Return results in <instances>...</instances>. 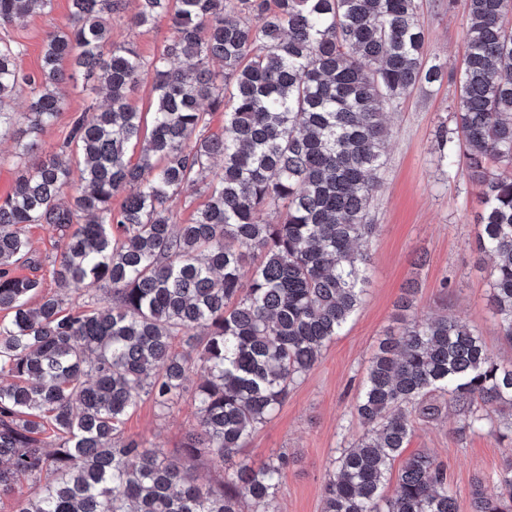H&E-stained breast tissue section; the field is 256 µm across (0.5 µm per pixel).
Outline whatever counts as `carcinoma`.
Wrapping results in <instances>:
<instances>
[{
  "label": "carcinoma",
  "instance_id": "1",
  "mask_svg": "<svg viewBox=\"0 0 512 512\" xmlns=\"http://www.w3.org/2000/svg\"><path fill=\"white\" fill-rule=\"evenodd\" d=\"M135 2L132 27L173 29L148 60L102 51L128 0H71L37 73L18 65L23 44L0 41V127L28 89L24 170L0 197V499L14 512H273L288 456L242 454L362 303L384 106L448 71L424 56L419 0ZM36 9L51 16L53 0H0V26ZM511 10L467 0L461 139L447 154L478 191L477 247L494 262L491 307L510 341ZM77 75L87 105L47 152L39 135ZM146 80L149 115L130 103ZM185 194L206 201L178 224L170 202ZM32 224L60 232L54 290L19 273L41 266ZM88 282L108 285L112 303L83 294ZM416 291L405 284L378 341L355 405L366 431L327 471L322 512H458L444 465L404 455L414 419L445 403L459 434L485 430L509 449L497 493L473 483L471 512H512V362L464 322L418 316ZM144 397L163 414L194 402L174 453L125 435ZM205 464L223 475L199 482Z\"/></svg>",
  "mask_w": 512,
  "mask_h": 512
}]
</instances>
